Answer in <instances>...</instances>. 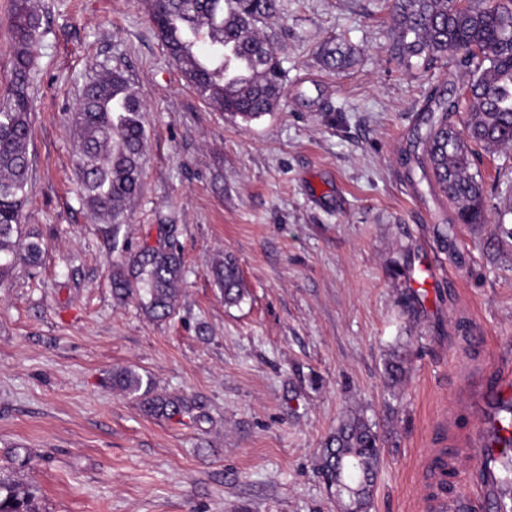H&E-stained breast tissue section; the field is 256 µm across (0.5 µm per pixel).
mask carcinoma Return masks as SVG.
Masks as SVG:
<instances>
[{
  "mask_svg": "<svg viewBox=\"0 0 512 512\" xmlns=\"http://www.w3.org/2000/svg\"><path fill=\"white\" fill-rule=\"evenodd\" d=\"M150 19L172 60L198 97L220 112L251 121L271 111L283 93V70L259 24L275 15L279 0H145ZM234 31L251 55L248 65H227L226 29ZM41 14L35 0H13L11 78L0 101V278L24 249L30 262L40 248L19 237L22 208L31 189L29 142L30 87L41 43ZM393 50L403 61L430 64L447 57L470 70L464 98L441 93V116L422 138L423 164L430 179L455 208L459 224H482L484 188L473 172L475 147L487 152L512 147V0H394ZM204 44L206 48L198 49ZM323 62L341 70L349 50L322 49ZM465 106L459 129L447 116ZM143 106L124 74L115 69L91 82L72 114L80 194L91 214L121 222L127 200L141 185L146 131ZM212 275L233 305L244 295L236 260L217 261ZM183 277L180 255L171 248L143 247L129 260L128 273L113 279L122 299L135 290L151 313L174 309ZM112 386L142 399L158 418L197 420L191 403L154 393L151 381L131 368L112 372ZM378 440L363 417L343 420L324 443L319 469L335 489L343 512H360L369 498L378 465ZM0 512H39L34 492L0 469Z\"/></svg>",
  "mask_w": 512,
  "mask_h": 512,
  "instance_id": "1",
  "label": "carcinoma"
}]
</instances>
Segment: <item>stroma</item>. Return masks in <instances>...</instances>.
<instances>
[{
    "label": "stroma",
    "instance_id": "35a3bbf8",
    "mask_svg": "<svg viewBox=\"0 0 512 512\" xmlns=\"http://www.w3.org/2000/svg\"><path fill=\"white\" fill-rule=\"evenodd\" d=\"M37 2L20 233L41 257L0 278V465L40 512H342L318 453L351 414L379 438L363 512H422L437 455L453 462L449 495L464 493L467 398L512 369V240L498 231L512 151L476 163L483 224L456 223L419 163L430 97L461 92L465 72L395 58L392 0H281L264 32L285 92L246 123L197 97L142 0ZM339 39L357 54L336 72L320 52ZM113 68L147 132L117 227L78 194L71 124L84 85ZM145 245L183 257L167 318L112 292ZM227 253L246 289L231 307L210 273ZM424 263L437 275L420 286ZM122 366L191 400L197 421L146 415L110 384Z\"/></svg>",
    "mask_w": 512,
    "mask_h": 512
}]
</instances>
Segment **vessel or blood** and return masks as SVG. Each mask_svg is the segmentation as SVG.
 Wrapping results in <instances>:
<instances>
[{
    "instance_id": "vessel-or-blood-1",
    "label": "vessel or blood",
    "mask_w": 512,
    "mask_h": 512,
    "mask_svg": "<svg viewBox=\"0 0 512 512\" xmlns=\"http://www.w3.org/2000/svg\"><path fill=\"white\" fill-rule=\"evenodd\" d=\"M469 407L476 418L469 445L479 453L469 494L476 498L480 512H512V485L503 477L512 460L502 452L503 444L512 439V429L504 425L512 418V376L502 375L474 394Z\"/></svg>"
}]
</instances>
